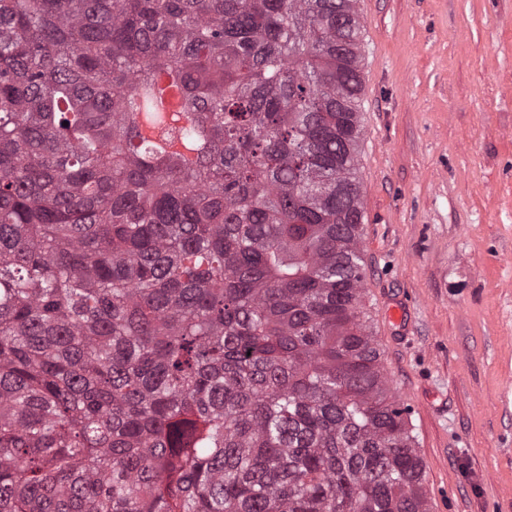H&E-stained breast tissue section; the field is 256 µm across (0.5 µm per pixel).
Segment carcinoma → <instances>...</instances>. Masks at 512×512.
Here are the masks:
<instances>
[{"instance_id": "carcinoma-1", "label": "carcinoma", "mask_w": 512, "mask_h": 512, "mask_svg": "<svg viewBox=\"0 0 512 512\" xmlns=\"http://www.w3.org/2000/svg\"><path fill=\"white\" fill-rule=\"evenodd\" d=\"M362 44L358 0H0V512H428Z\"/></svg>"}]
</instances>
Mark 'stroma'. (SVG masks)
I'll list each match as a JSON object with an SVG mask.
<instances>
[{"label": "stroma", "instance_id": "35a3bbf8", "mask_svg": "<svg viewBox=\"0 0 512 512\" xmlns=\"http://www.w3.org/2000/svg\"><path fill=\"white\" fill-rule=\"evenodd\" d=\"M359 15L364 310L414 408L429 512H512V0Z\"/></svg>", "mask_w": 512, "mask_h": 512}]
</instances>
